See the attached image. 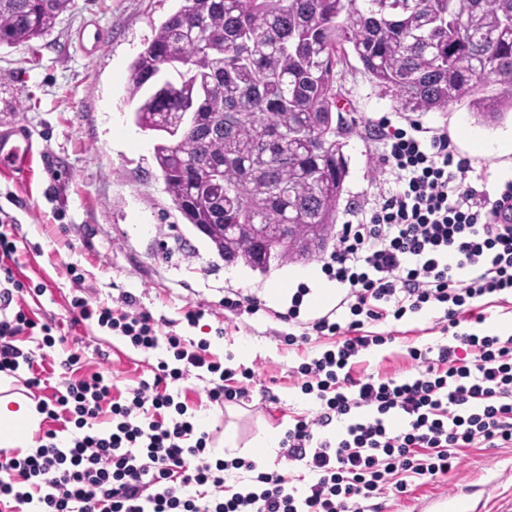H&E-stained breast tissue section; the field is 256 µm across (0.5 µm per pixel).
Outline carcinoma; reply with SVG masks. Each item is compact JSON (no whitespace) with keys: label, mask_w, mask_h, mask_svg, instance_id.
<instances>
[{"label":"carcinoma","mask_w":512,"mask_h":512,"mask_svg":"<svg viewBox=\"0 0 512 512\" xmlns=\"http://www.w3.org/2000/svg\"><path fill=\"white\" fill-rule=\"evenodd\" d=\"M73 0H0V46L50 35ZM403 112H512V0H183L132 64L134 122L187 223L262 274L223 224H336L349 55Z\"/></svg>","instance_id":"obj_1"}]
</instances>
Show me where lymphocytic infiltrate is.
Segmentation results:
<instances>
[{
	"label": "lymphocytic infiltrate",
	"mask_w": 512,
	"mask_h": 512,
	"mask_svg": "<svg viewBox=\"0 0 512 512\" xmlns=\"http://www.w3.org/2000/svg\"><path fill=\"white\" fill-rule=\"evenodd\" d=\"M403 122L373 125L384 169L396 180L380 201L342 224L322 269L343 289L336 305L309 321L299 318L307 288H298L281 339L298 347L331 340L317 356L302 357L291 373L319 409L300 417L280 442L288 472H266L241 457L211 459L209 433H196L194 416L174 383L203 372L216 381L211 403L247 395L241 380L251 368H225L206 345L159 336L153 315L126 293L119 309L83 297L72 278L70 307L78 322L123 336L143 352L166 347L153 380L116 390L93 372L66 379L38 409L49 429L30 454L0 451V512H379L375 500L407 494L410 481H438L454 469L462 448L512 445V336L461 331L475 302L512 296V180L498 192L472 182L470 157L453 145L444 125H426L406 112ZM18 246L0 230V374L27 368L23 385L47 384L36 351L53 349L56 325L37 322L24 308L27 286L16 279ZM435 310L453 343L436 352L409 348L410 374H361L359 359L386 336L372 324ZM68 426L59 438L57 426ZM248 477L224 492L226 470Z\"/></svg>",
	"instance_id": "lymphocytic-infiltrate-1"
}]
</instances>
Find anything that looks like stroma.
Masks as SVG:
<instances>
[{"instance_id": "1", "label": "stroma", "mask_w": 512, "mask_h": 512, "mask_svg": "<svg viewBox=\"0 0 512 512\" xmlns=\"http://www.w3.org/2000/svg\"><path fill=\"white\" fill-rule=\"evenodd\" d=\"M181 0H75L53 32L34 47H0V132L20 126L32 136L34 157L24 178L0 175V211L12 216L22 254L17 279L42 285L28 295L25 308L40 322L59 325L63 340L54 358L81 356L83 373L101 371L118 389L152 380L165 350L144 353L107 330L74 324L70 269L84 277L85 295L118 307L122 293L133 294L152 313L161 333H174L195 343H207L210 353L226 368H253L249 400L239 405L238 417L213 405L208 378H189L177 388L203 430L213 433L212 455L230 460L257 459L263 470L287 468L281 451L267 453L261 444L269 433L284 434L293 420L313 414L316 406L304 395L290 372L299 354L318 355L330 340H311L301 351L279 340L284 324L264 313L227 316L225 298L234 294L258 298L278 311L286 310L299 286L295 276L304 270L319 274L301 306L302 317L330 308L321 299L322 257L306 263L272 266L262 274L240 264H228L205 236L176 210L159 171L153 164L157 134L141 131L133 121L128 99L130 66L154 30L180 6ZM95 24L109 36L102 51L89 53L77 35ZM341 82L352 109L343 149L348 175L338 219L347 221L354 210L378 199L392 175L378 166V155L365 132L380 118L394 117L392 96L382 94L350 59ZM424 123L447 125L454 144L474 161L488 190L512 179L505 157L483 152L485 142L512 134V116L485 126L454 105L431 112ZM126 140H117L114 126ZM202 307L204 316L189 325L185 313ZM224 334H217V327ZM375 331L395 332L393 343L372 347L358 369L406 375L411 371L407 350L452 343L432 312L423 311L401 321L375 324ZM252 349L241 353V341ZM235 427V444H224L227 425ZM486 488L504 497L512 494V447L467 448L458 467L442 482H413L402 497L386 498L383 512H415L418 502L449 498L447 512H466L460 495Z\"/></svg>"}]
</instances>
